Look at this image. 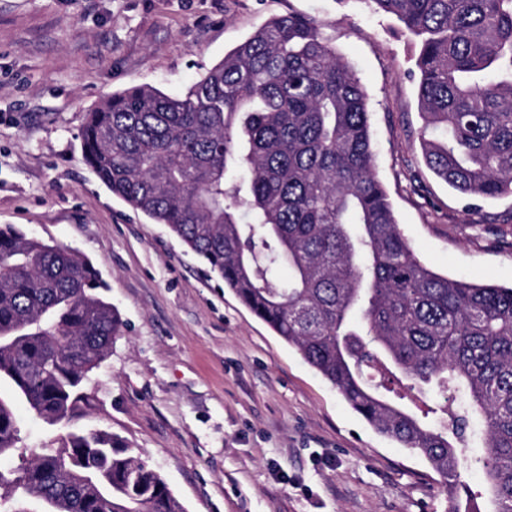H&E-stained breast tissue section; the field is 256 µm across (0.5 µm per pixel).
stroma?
Returning <instances> with one entry per match:
<instances>
[{"label":"stroma","instance_id":"1","mask_svg":"<svg viewBox=\"0 0 512 512\" xmlns=\"http://www.w3.org/2000/svg\"><path fill=\"white\" fill-rule=\"evenodd\" d=\"M323 22L370 110L376 172L434 272L512 286V195L467 207L425 165L415 40L363 0H0V227L87 257L123 327L91 373L90 409L139 450L185 512H451L458 488L378 434L210 274L165 225L112 194L86 163L87 112L112 92L182 93L274 16ZM21 442L0 472L66 431L16 403Z\"/></svg>","mask_w":512,"mask_h":512}]
</instances>
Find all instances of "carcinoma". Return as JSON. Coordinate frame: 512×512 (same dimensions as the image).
Wrapping results in <instances>:
<instances>
[{
    "mask_svg": "<svg viewBox=\"0 0 512 512\" xmlns=\"http://www.w3.org/2000/svg\"><path fill=\"white\" fill-rule=\"evenodd\" d=\"M419 39L428 169L466 198L512 194V0H364ZM308 16L273 17L179 95L112 93L86 114L85 159L112 194L164 224L379 434L453 487L512 512V287L420 262L378 179L367 95ZM239 172L248 178L236 180ZM288 266V281L273 270ZM84 257L0 228V456L14 400L65 427L121 321ZM435 392L411 408L402 391ZM483 444L484 452L474 448ZM10 512H183L138 449L106 430L0 472Z\"/></svg>",
    "mask_w": 512,
    "mask_h": 512,
    "instance_id": "carcinoma-1",
    "label": "carcinoma"
}]
</instances>
